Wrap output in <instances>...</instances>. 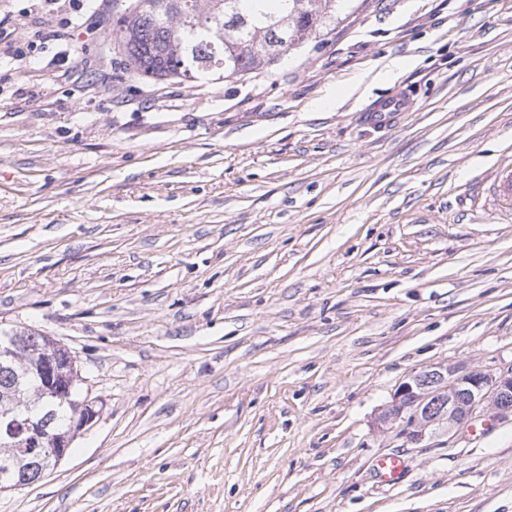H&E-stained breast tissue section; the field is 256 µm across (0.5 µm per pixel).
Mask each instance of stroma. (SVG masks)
<instances>
[{
    "mask_svg": "<svg viewBox=\"0 0 512 512\" xmlns=\"http://www.w3.org/2000/svg\"><path fill=\"white\" fill-rule=\"evenodd\" d=\"M28 8L0 0L35 47L0 64V331L68 347L97 417L0 512H512L511 414L373 426L430 365L512 366V0H345L271 68L194 82ZM409 110V103L403 97L394 98L370 109V118L375 123L386 124L396 112ZM405 470V462L401 455L392 454L377 461L375 473L381 482L395 483L399 481Z\"/></svg>",
    "mask_w": 512,
    "mask_h": 512,
    "instance_id": "obj_1",
    "label": "stroma"
}]
</instances>
